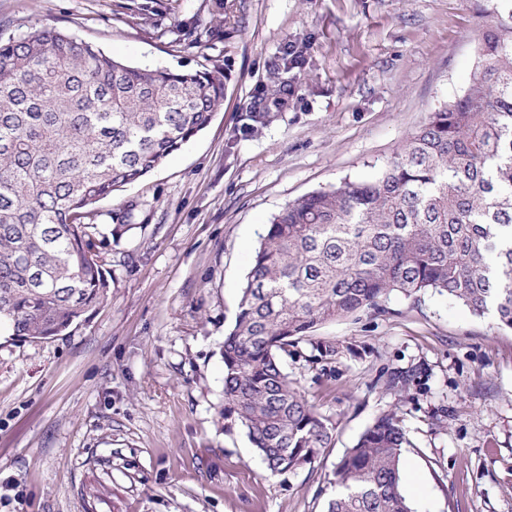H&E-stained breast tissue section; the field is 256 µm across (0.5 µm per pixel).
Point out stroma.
I'll use <instances>...</instances> for the list:
<instances>
[{
    "mask_svg": "<svg viewBox=\"0 0 512 512\" xmlns=\"http://www.w3.org/2000/svg\"><path fill=\"white\" fill-rule=\"evenodd\" d=\"M148 11H140V4ZM497 0H0L7 35L54 26L137 66L218 68L210 125L93 207L110 288L65 336L0 331V512H323L333 467L398 420L414 512H512V333L437 294L318 325L282 358L335 427L314 467L269 474L224 411V335L272 216L367 180L461 96ZM223 32L188 46L192 21ZM303 44V61L286 49ZM287 77L284 103L267 90ZM274 118L246 134L243 117ZM329 347V356L318 350Z\"/></svg>",
    "mask_w": 512,
    "mask_h": 512,
    "instance_id": "35a3bbf8",
    "label": "stroma"
}]
</instances>
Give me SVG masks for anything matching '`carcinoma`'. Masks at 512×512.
I'll use <instances>...</instances> for the list:
<instances>
[{"label":"carcinoma","mask_w":512,"mask_h":512,"mask_svg":"<svg viewBox=\"0 0 512 512\" xmlns=\"http://www.w3.org/2000/svg\"><path fill=\"white\" fill-rule=\"evenodd\" d=\"M483 29L464 94L430 113L373 179L288 202L261 237L224 337V410L272 475L313 467L334 426L282 356L393 293L431 291L512 331V0ZM224 99L217 70L141 68L46 28L0 37V325L69 334L109 288L83 219L203 131ZM246 115L243 132L267 125ZM392 414L341 456L325 512H413Z\"/></svg>","instance_id":"cac0c4a2"}]
</instances>
